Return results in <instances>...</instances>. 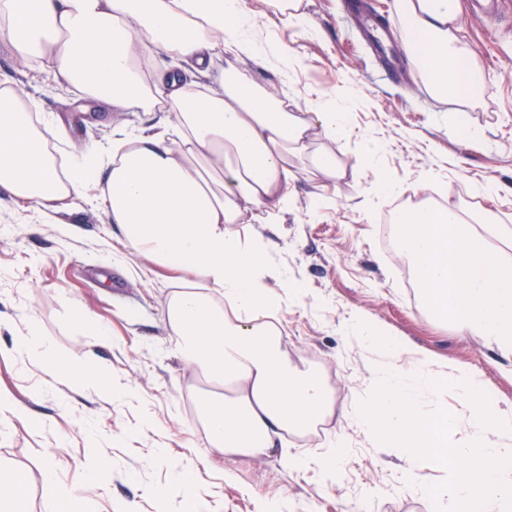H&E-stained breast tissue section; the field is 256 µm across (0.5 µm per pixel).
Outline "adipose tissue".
<instances>
[{
	"label": "adipose tissue",
	"instance_id": "obj_1",
	"mask_svg": "<svg viewBox=\"0 0 512 512\" xmlns=\"http://www.w3.org/2000/svg\"><path fill=\"white\" fill-rule=\"evenodd\" d=\"M405 49L431 94L465 102L480 95L470 55L453 29L458 0H394ZM255 16L244 0H0V40L17 57L48 60L55 77L82 96L122 112H158L153 132L121 126L111 141L72 154L65 169L32 124L29 107L0 87V186L26 211L99 190L126 243L191 282L167 298L164 320L175 353L201 369L219 393L200 418L224 454L271 455L278 438L333 411L318 373L292 363L271 320L281 300L302 288L275 269L266 243L241 237L245 213L268 224L288 210L290 145L309 131L329 139L348 119L332 98L283 111L272 94L237 83L195 90L223 54H269L248 37ZM172 64L150 68L154 49ZM397 243L419 294L462 336H477L512 357V226L477 224L444 208L398 211ZM26 350L54 380L109 386L127 396L111 370L49 336H23Z\"/></svg>",
	"mask_w": 512,
	"mask_h": 512
}]
</instances>
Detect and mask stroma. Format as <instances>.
I'll return each instance as SVG.
<instances>
[{"instance_id":"1","label":"stroma","mask_w":512,"mask_h":512,"mask_svg":"<svg viewBox=\"0 0 512 512\" xmlns=\"http://www.w3.org/2000/svg\"><path fill=\"white\" fill-rule=\"evenodd\" d=\"M246 2L287 44L288 63L272 68L259 57L227 55L205 85L235 78L258 91L284 90L292 112L303 111L305 96L325 94L350 115L336 139L312 133L290 153L295 177L279 223L247 215L239 227L241 235L261 237L276 265L305 287L303 298L283 300L277 324L290 360L330 385L334 411L314 430L288 435L285 446L317 455L323 442L343 440L348 453L338 479L324 484L317 469L290 468L276 453L244 458L211 447L197 407L213 388L171 353L163 322L181 271L125 247L103 206L74 198L51 218H32L0 187V392L21 413L0 425V480L28 478L22 512H166L146 490L165 488L171 466L189 455L201 464L184 492L214 512H262L274 498L286 500L290 512H428L403 488L402 451L383 452L349 419L370 376L362 344L346 333L354 314L431 358L467 366L501 407L512 408V360L480 337L436 322L419 297L406 295L409 265L382 240L395 209L430 203L435 193L442 206L512 225V0L481 18L470 13V0H460L456 36L482 74L474 107L431 96L407 57L392 0H300L305 36L287 15L266 12L263 0ZM0 82L24 94L36 122L65 127L66 137L49 143L61 162L108 141L115 127L159 118L86 105L1 41ZM461 112L478 138L458 133ZM369 138L380 142L372 162L363 155ZM322 149L336 155L335 176L310 161ZM382 182L395 185L396 195L376 196ZM63 293L106 325L107 338L93 344L75 334L59 303ZM33 328L77 354L93 352L127 387L128 400L49 382L39 364L12 350L15 337ZM96 458L110 464L102 488L80 498L45 495L44 473L60 487L80 486Z\"/></svg>"}]
</instances>
